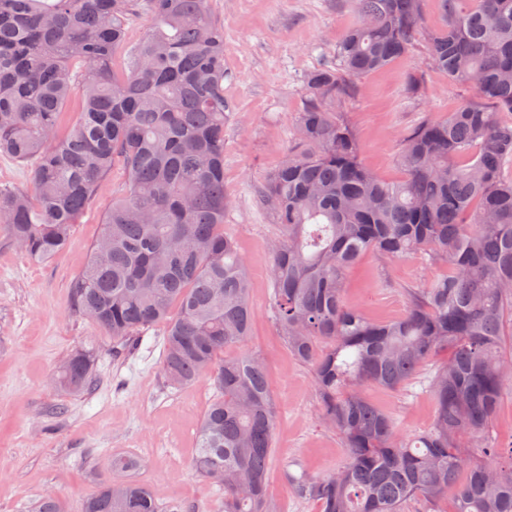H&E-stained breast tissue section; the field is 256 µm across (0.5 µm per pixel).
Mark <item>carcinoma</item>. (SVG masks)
I'll return each mask as SVG.
<instances>
[{"label":"carcinoma","instance_id":"carcinoma-1","mask_svg":"<svg viewBox=\"0 0 512 512\" xmlns=\"http://www.w3.org/2000/svg\"><path fill=\"white\" fill-rule=\"evenodd\" d=\"M137 0H0V153L31 165L26 189L0 188V234L29 259L64 248L114 166L123 194L72 283L73 311L130 349L166 324L162 370L172 385L206 376L219 397L199 429L194 466L224 494L223 512H276L269 465L277 427L261 358L227 354L251 336L246 260L224 233V26L209 0H145L144 37L126 39ZM335 61L305 77L309 100L294 145L259 188L273 212V317L288 351L311 367L323 423L345 464L288 476L320 512H512L508 461L490 432L512 379V0H354ZM474 98L401 140L402 177L366 166L336 118L354 81L390 68L418 43ZM79 117L59 130L71 100ZM427 251L446 272L408 288L406 313L374 320L344 298L365 253ZM176 315H171L172 310ZM428 377L432 427L403 439L365 394L397 390L440 354ZM94 358L71 354L57 384L82 391ZM466 472L465 480L457 479ZM82 512H159L129 479L103 480Z\"/></svg>","mask_w":512,"mask_h":512}]
</instances>
